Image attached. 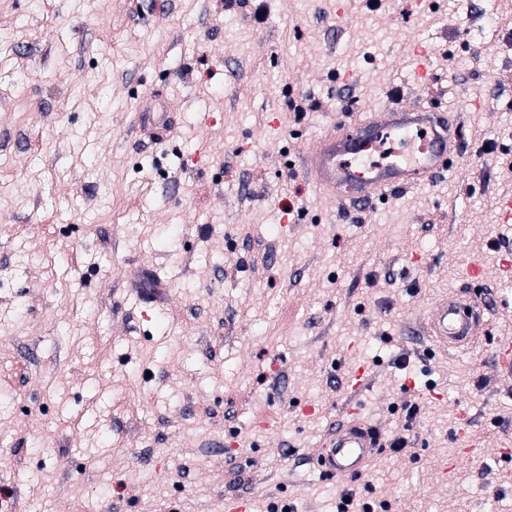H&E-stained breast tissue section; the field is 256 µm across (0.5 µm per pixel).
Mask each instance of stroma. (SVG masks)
<instances>
[{"label": "stroma", "mask_w": 512, "mask_h": 512, "mask_svg": "<svg viewBox=\"0 0 512 512\" xmlns=\"http://www.w3.org/2000/svg\"><path fill=\"white\" fill-rule=\"evenodd\" d=\"M503 8L0 0V512H224L231 495L336 512L312 457L350 398L408 441L347 481L358 499L512 512ZM396 90L460 111L463 150L434 183L346 209L302 156ZM145 111L170 127L138 129ZM471 264L487 338L430 349L420 313ZM149 266L154 306L127 278ZM465 416L476 460L455 452Z\"/></svg>", "instance_id": "stroma-1"}]
</instances>
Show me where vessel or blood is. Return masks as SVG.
Returning a JSON list of instances; mask_svg holds the SVG:
<instances>
[{"label": "vessel or blood", "instance_id": "vessel-or-blood-1", "mask_svg": "<svg viewBox=\"0 0 512 512\" xmlns=\"http://www.w3.org/2000/svg\"><path fill=\"white\" fill-rule=\"evenodd\" d=\"M456 116H443L435 106L397 97L373 117L343 123L321 137L304 155V166L317 188L361 208L373 200L423 185L446 172L462 150ZM424 130L428 137L419 151L402 147L388 159L370 157L381 135L399 130ZM483 279L470 267L459 290L426 305L420 333L440 351H467L485 331L476 288ZM385 439L358 407L340 411L316 458L321 472L339 480L363 475Z\"/></svg>", "mask_w": 512, "mask_h": 512}]
</instances>
